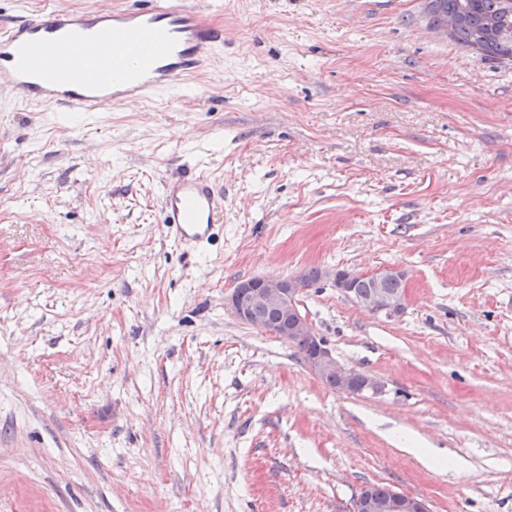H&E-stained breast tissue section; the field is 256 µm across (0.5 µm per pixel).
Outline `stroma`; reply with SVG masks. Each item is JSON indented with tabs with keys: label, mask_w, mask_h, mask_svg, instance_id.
<instances>
[{
	"label": "stroma",
	"mask_w": 512,
	"mask_h": 512,
	"mask_svg": "<svg viewBox=\"0 0 512 512\" xmlns=\"http://www.w3.org/2000/svg\"><path fill=\"white\" fill-rule=\"evenodd\" d=\"M203 7L223 46L151 100L62 112L0 88V512H354L372 483L512 512V61L433 29L425 0ZM193 170L223 203L190 253L161 188ZM311 267L405 270L395 320L301 297L381 393L326 386L224 308Z\"/></svg>",
	"instance_id": "35a3bbf8"
}]
</instances>
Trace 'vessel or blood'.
<instances>
[{
    "label": "vessel or blood",
    "instance_id": "vessel-or-blood-1",
    "mask_svg": "<svg viewBox=\"0 0 512 512\" xmlns=\"http://www.w3.org/2000/svg\"><path fill=\"white\" fill-rule=\"evenodd\" d=\"M72 38L85 41L86 53L62 59L60 48ZM223 42V30L182 0H148L144 7L93 15L52 13L0 27V86L48 106L107 112L184 81ZM116 44L126 46V59L113 57ZM162 198L174 240L199 246L217 236L220 195L206 173L165 180Z\"/></svg>",
    "mask_w": 512,
    "mask_h": 512
}]
</instances>
